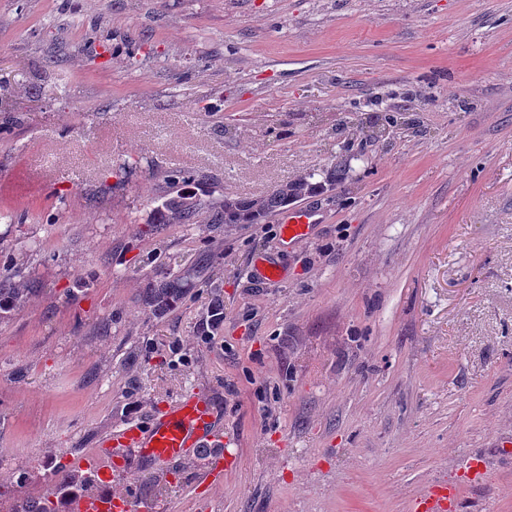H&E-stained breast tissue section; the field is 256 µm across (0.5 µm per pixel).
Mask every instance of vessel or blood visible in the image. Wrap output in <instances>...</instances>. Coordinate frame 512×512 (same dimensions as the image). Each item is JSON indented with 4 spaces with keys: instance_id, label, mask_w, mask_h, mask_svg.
<instances>
[{
    "instance_id": "b4317fda",
    "label": "vessel or blood",
    "mask_w": 512,
    "mask_h": 512,
    "mask_svg": "<svg viewBox=\"0 0 512 512\" xmlns=\"http://www.w3.org/2000/svg\"><path fill=\"white\" fill-rule=\"evenodd\" d=\"M317 218L313 211L290 208L288 219L279 228L282 243L296 245L308 239ZM217 406L206 392L195 390L144 425L129 422L118 426L105 440V455L112 465V481L126 480L136 462L161 464L182 458L203 457L205 469L224 462V434L216 425ZM456 489L435 484L417 498L415 512H451ZM145 504L133 490L95 494L78 500L75 512H145Z\"/></svg>"
}]
</instances>
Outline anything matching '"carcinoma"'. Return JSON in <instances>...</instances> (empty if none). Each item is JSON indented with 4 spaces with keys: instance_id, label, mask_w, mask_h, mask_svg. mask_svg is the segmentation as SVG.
<instances>
[{
    "instance_id": "obj_1",
    "label": "carcinoma",
    "mask_w": 512,
    "mask_h": 512,
    "mask_svg": "<svg viewBox=\"0 0 512 512\" xmlns=\"http://www.w3.org/2000/svg\"><path fill=\"white\" fill-rule=\"evenodd\" d=\"M349 169L335 166L326 170L308 172L292 181L274 186L260 197L224 196L213 200L214 191L197 193L198 183L189 171L175 170L165 173L168 189L176 191V196L164 199L162 207L155 211L152 224H208L211 227H228L236 224H260L273 213L289 204L312 194L333 191L342 187L348 178ZM203 265L199 262L171 271L168 276L145 288L144 304L156 316L173 308L184 298L194 279L200 277ZM29 289L23 284L5 287L0 282V310L20 306ZM97 485L92 474L86 472L71 474L60 470L55 472L47 494L38 501H16L10 512H60L57 503L77 490H85Z\"/></svg>"
}]
</instances>
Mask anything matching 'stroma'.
<instances>
[{
    "instance_id": "35a3bbf8",
    "label": "stroma",
    "mask_w": 512,
    "mask_h": 512,
    "mask_svg": "<svg viewBox=\"0 0 512 512\" xmlns=\"http://www.w3.org/2000/svg\"><path fill=\"white\" fill-rule=\"evenodd\" d=\"M342 160L293 246L276 216L150 221L169 170L252 197ZM7 277L0 512L194 389L231 465L132 469L156 512H411L439 482L512 512V0H0ZM203 272V265L199 262L191 263L178 271H170L168 276L145 288L144 304L156 316L172 309L184 298L187 290L192 286L195 278ZM6 283L11 285L10 288H2ZM30 289L26 288L23 284H16L15 282L5 281L0 282V310H7L10 308L19 307L23 301L24 297L29 293Z\"/></svg>"
}]
</instances>
